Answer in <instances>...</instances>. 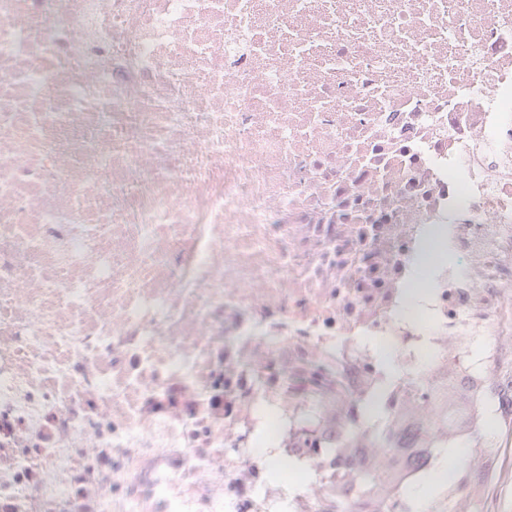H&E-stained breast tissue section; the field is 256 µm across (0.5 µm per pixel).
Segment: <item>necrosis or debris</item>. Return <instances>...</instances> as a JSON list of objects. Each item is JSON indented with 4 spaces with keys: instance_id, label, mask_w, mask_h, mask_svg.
<instances>
[{
    "instance_id": "obj_1",
    "label": "necrosis or debris",
    "mask_w": 512,
    "mask_h": 512,
    "mask_svg": "<svg viewBox=\"0 0 512 512\" xmlns=\"http://www.w3.org/2000/svg\"><path fill=\"white\" fill-rule=\"evenodd\" d=\"M506 347L512 0H0V512H355ZM369 438V443L363 446H358L353 442L336 439V448H340L341 451L343 450L346 452V448H360L359 451L353 454H348L359 465L360 474L358 479L352 483L340 484L343 493L356 489L357 502L361 509L357 512H383L381 507L376 504V496L381 489V486L374 472L368 448H397L398 452L407 448H416L415 452L406 459L405 465L409 469L421 465V462L432 452L433 448H448L450 456L455 455L460 448H463L456 446L452 448V445L448 447V443L451 440L448 439V433L446 436L442 434L435 436L432 439V445L429 446L430 448H422V446L416 444L401 446L394 433L391 436V433L389 431H385V429L382 431H376L373 435H370ZM386 443H389V446H385Z\"/></svg>"
}]
</instances>
